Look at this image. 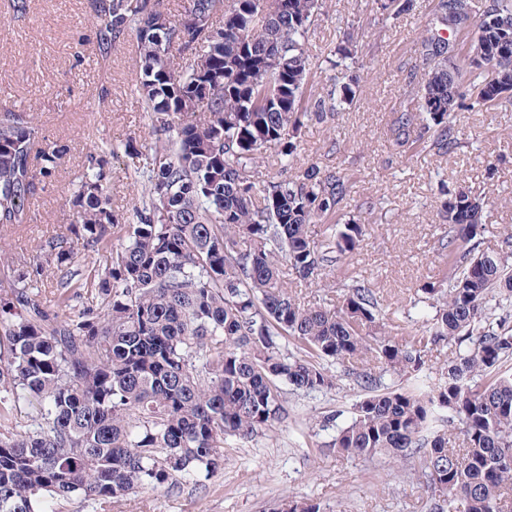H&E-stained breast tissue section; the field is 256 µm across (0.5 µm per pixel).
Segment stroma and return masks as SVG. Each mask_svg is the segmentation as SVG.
<instances>
[{
    "label": "stroma",
    "mask_w": 512,
    "mask_h": 512,
    "mask_svg": "<svg viewBox=\"0 0 512 512\" xmlns=\"http://www.w3.org/2000/svg\"><path fill=\"white\" fill-rule=\"evenodd\" d=\"M435 0H415L412 10L386 24L374 21L373 0H326L308 44L318 71L317 91L332 87L334 50L344 20L361 26L364 37L355 69V97L328 124L312 123L298 140V164L344 168L353 175L348 215L364 216L366 235L347 262L377 288L388 329L405 343L417 336L418 313L411 300L429 282L447 281L448 263L438 249L442 226L438 187L462 188L489 202L483 248L512 232V105L475 107L465 96L455 114L459 129L479 143L445 158L402 153L390 126L395 113L411 108L418 91L412 73L417 38L425 32ZM88 0H29L26 14L0 0V110L33 113L39 127L36 148L67 152L56 174L36 197L20 226H0V296L19 271L38 270L39 301L74 315L92 303L89 283L96 272L78 267L86 286L62 299L56 267L46 266L40 247L67 234L73 221L69 199L89 156L103 143L150 145L154 136L135 91L140 63L133 42L96 51ZM105 107H98L100 93ZM362 391L342 378L335 391L287 393V414L275 429L251 441L230 442L224 468L196 485L178 481L157 489L100 501H48L49 512H278L288 497L318 503L321 512H432L434 502L412 463L387 456H342L330 448L323 416H349Z\"/></svg>",
    "instance_id": "35a3bbf8"
}]
</instances>
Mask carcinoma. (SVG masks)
<instances>
[{
  "instance_id": "cac0c4a2",
  "label": "carcinoma",
  "mask_w": 512,
  "mask_h": 512,
  "mask_svg": "<svg viewBox=\"0 0 512 512\" xmlns=\"http://www.w3.org/2000/svg\"><path fill=\"white\" fill-rule=\"evenodd\" d=\"M388 20L413 0H375ZM324 0H91L95 48L106 57L134 40L135 85L155 141L133 171L142 194L128 216L112 207L110 158L90 157L70 204L71 235L88 256L118 238L98 277L99 303L74 316L44 307L21 272L0 301V404L27 405V421L0 433V512H46L45 499L106 500L178 479L196 483L224 466L228 440L249 441L285 417L284 387L336 389L332 366L353 372L365 395L352 416L320 420L340 455L413 460L440 512H512V234L480 248L485 200L441 191L439 248L448 286L421 292L433 317L411 343L386 329L381 296L347 275L339 308L302 304L295 285L319 284L358 249L364 224L337 217L352 184L344 170L295 166L309 122L327 124L352 88L313 90L307 49ZM222 14V22L213 16ZM471 29L462 60L457 34ZM354 27L337 54L353 61ZM419 100L390 127L404 151L439 158L468 136L453 123L463 83L476 104L512 103V0H437L417 42ZM210 66L195 69L191 57ZM29 112L0 113V224H24L61 164L58 146L32 153ZM277 152L275 176L259 170ZM57 266L73 259L68 238L45 244ZM459 353L436 386L393 389L386 372L419 374L430 346Z\"/></svg>"
}]
</instances>
